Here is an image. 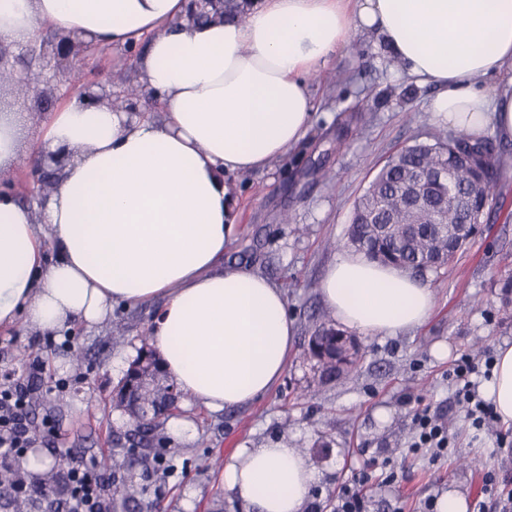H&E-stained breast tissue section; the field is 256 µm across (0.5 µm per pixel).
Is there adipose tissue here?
I'll list each match as a JSON object with an SVG mask.
<instances>
[{"label": "adipose tissue", "mask_w": 512, "mask_h": 512, "mask_svg": "<svg viewBox=\"0 0 512 512\" xmlns=\"http://www.w3.org/2000/svg\"><path fill=\"white\" fill-rule=\"evenodd\" d=\"M187 0H0V35L21 45L51 27L140 46V82L163 119L85 106L49 112L27 154L73 158L46 207L5 186L19 121L0 113V330L105 323L114 305L159 302L151 343L170 379L212 411L252 404L282 379L297 328L282 289L227 263L237 208L224 177L262 172L312 127L309 78L375 31L429 110L472 137L512 141V0H257L244 20L180 26ZM344 328L394 336L424 325L433 295L412 271L355 253L320 288ZM486 396L512 425V345ZM317 469L297 449H240L224 488L247 512H303Z\"/></svg>", "instance_id": "obj_1"}]
</instances>
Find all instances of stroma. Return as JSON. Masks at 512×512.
Masks as SVG:
<instances>
[{
    "label": "stroma",
    "instance_id": "stroma-1",
    "mask_svg": "<svg viewBox=\"0 0 512 512\" xmlns=\"http://www.w3.org/2000/svg\"><path fill=\"white\" fill-rule=\"evenodd\" d=\"M73 78L106 81L136 79L132 56L103 47L77 58ZM311 88L316 110L301 145L265 172L230 177L238 225L249 232L235 241L227 261L260 270L283 288L297 339L285 374L266 396L249 406L214 412L181 396L173 418L158 432L169 438L167 465L157 451L140 448L134 467L117 477L126 495L111 502V512H126L125 502L153 504L157 512H245L224 488L220 457L229 461L237 448L282 445L298 449L320 473L305 512H333L336 493L359 469L389 466L402 472L397 483H370L367 512H423L424 503L453 492L468 506L485 497L484 472L505 477L512 493V450L497 434L475 430L453 402L445 379L453 361L476 347L497 350L512 345V293L501 283L512 276V173L494 189L499 206L484 233L472 237L447 268L423 275L434 310L423 326L395 336H358L361 358L347 375L321 379L304 349L326 311L320 284L328 264L341 253L354 205L376 172L405 145L428 141L435 124L428 110L430 87L406 76L394 64L380 36H355L334 55ZM58 94L47 105L35 103L25 86L0 90V104L17 113L21 141L39 138L46 110L66 104ZM349 122L344 140L336 126ZM158 303L115 307L111 321L87 327L76 320L74 349L48 348V334L26 327L0 331V370L23 371L42 358L64 387L41 392L32 406L33 422L52 416L65 447L78 457L104 465L124 459L129 418L112 396L150 333ZM437 408L454 435L448 457L429 463L406 453L414 399ZM185 419L183 441L171 439L173 419Z\"/></svg>",
    "mask_w": 512,
    "mask_h": 512
}]
</instances>
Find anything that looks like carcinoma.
I'll return each instance as SVG.
<instances>
[{"mask_svg":"<svg viewBox=\"0 0 512 512\" xmlns=\"http://www.w3.org/2000/svg\"><path fill=\"white\" fill-rule=\"evenodd\" d=\"M249 0H217L216 14L244 19ZM504 145L487 134L472 138L460 131L438 127L431 142L414 143L392 155L377 172L356 203L347 232V245L381 264L412 271H438L451 263L465 247V239L452 227L459 218V206L448 207V224L430 223L428 216L447 207L448 191L480 205L484 196L479 185L494 187L503 170L501 154ZM439 169L447 178L421 186L420 210L409 211L404 205L410 185L423 171ZM344 334L330 318L315 328L309 338L306 356L316 360L321 376L334 379L359 360V348L353 347L351 360L336 349V336ZM140 377L126 372L113 401L132 415L134 429L126 434L129 451L154 444L159 417L168 414V398L157 395L152 403L159 413L142 423L133 417L140 398L126 396L129 388H137Z\"/></svg>","mask_w":512,"mask_h":512,"instance_id":"cac0c4a2","label":"carcinoma"}]
</instances>
